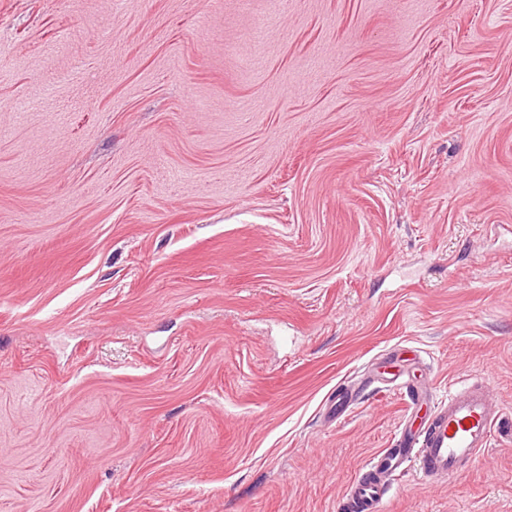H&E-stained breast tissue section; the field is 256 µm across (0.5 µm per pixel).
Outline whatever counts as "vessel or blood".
<instances>
[{"label": "vessel or blood", "mask_w": 512, "mask_h": 512, "mask_svg": "<svg viewBox=\"0 0 512 512\" xmlns=\"http://www.w3.org/2000/svg\"><path fill=\"white\" fill-rule=\"evenodd\" d=\"M502 420L485 386L464 384L430 408L421 429L402 426L390 448L368 460L350 482L339 512H383L395 474L415 471L426 480L458 476L463 465L489 446Z\"/></svg>", "instance_id": "vessel-or-blood-1"}]
</instances>
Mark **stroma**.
I'll use <instances>...</instances> for the list:
<instances>
[{"label": "stroma", "mask_w": 512, "mask_h": 512, "mask_svg": "<svg viewBox=\"0 0 512 512\" xmlns=\"http://www.w3.org/2000/svg\"><path fill=\"white\" fill-rule=\"evenodd\" d=\"M399 350L512 512V0H0V512H336Z\"/></svg>", "instance_id": "obj_1"}]
</instances>
